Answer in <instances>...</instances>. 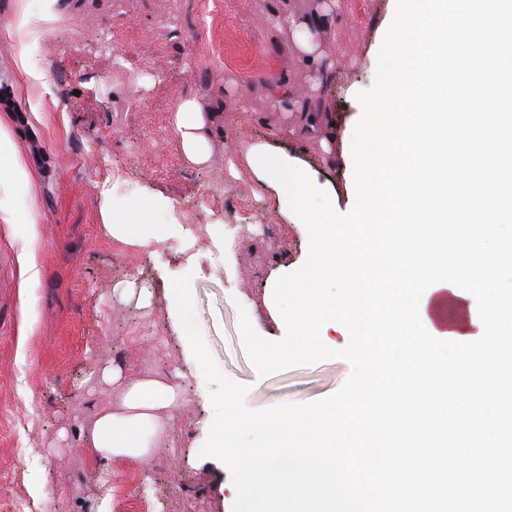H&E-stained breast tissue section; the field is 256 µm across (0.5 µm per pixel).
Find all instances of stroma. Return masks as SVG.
Masks as SVG:
<instances>
[{
	"label": "stroma",
	"mask_w": 512,
	"mask_h": 512,
	"mask_svg": "<svg viewBox=\"0 0 512 512\" xmlns=\"http://www.w3.org/2000/svg\"><path fill=\"white\" fill-rule=\"evenodd\" d=\"M322 0H56L44 30L28 29L48 84L26 89L13 26L17 0H0V122L35 176L37 222L0 221V512H225L230 474L196 448L211 423L210 388L189 377L185 400L146 463H93L80 433L110 395L99 372L170 375L184 364L180 319L168 302L175 278L191 275L196 319L218 368L247 388L253 410L326 398L351 373L332 358L256 380L242 344L238 306L255 331L278 341L264 283L307 258L304 226L286 225L274 194L256 192L247 165L227 157L277 138L285 156L308 163L344 196L341 127L349 93L368 89V54L388 0H333L320 32L329 66L313 75L297 61L294 28L275 15H311ZM125 41L113 63L107 30ZM288 85L287 98L270 88ZM321 96L337 126L331 154L295 131L299 107ZM219 109L208 163L188 164L171 123L177 103ZM121 206L169 202L158 220L168 236L151 254L109 239L102 193ZM42 270L23 275L26 260Z\"/></svg>",
	"instance_id": "obj_1"
}]
</instances>
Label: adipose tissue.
Listing matches in <instances>:
<instances>
[{
    "label": "adipose tissue",
    "mask_w": 512,
    "mask_h": 512,
    "mask_svg": "<svg viewBox=\"0 0 512 512\" xmlns=\"http://www.w3.org/2000/svg\"><path fill=\"white\" fill-rule=\"evenodd\" d=\"M214 113L203 111L194 99L181 100L172 115L186 160L202 165L211 157L210 128ZM32 176L22 164L19 147L9 130L0 123V220L9 224H32L36 210L31 191ZM160 199L147 201L140 212L124 216L110 197H103L100 216L103 228L112 239L139 248L152 249L166 238L163 223L143 222L146 213L166 210ZM186 370H175L173 378L137 376L120 367L104 369L103 379L112 387V402L101 405L85 442L103 465L115 460L147 462L156 444L165 436L172 411L181 395L179 380L204 371L207 364L201 353L186 358Z\"/></svg>",
    "instance_id": "obj_1"
}]
</instances>
